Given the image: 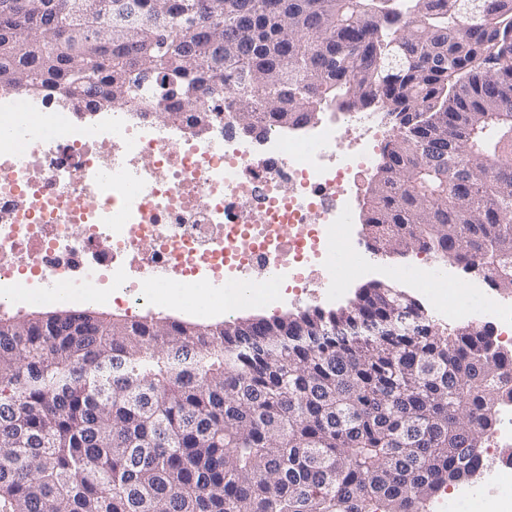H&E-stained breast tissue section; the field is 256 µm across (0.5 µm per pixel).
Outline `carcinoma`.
<instances>
[{"label": "carcinoma", "mask_w": 512, "mask_h": 512, "mask_svg": "<svg viewBox=\"0 0 512 512\" xmlns=\"http://www.w3.org/2000/svg\"><path fill=\"white\" fill-rule=\"evenodd\" d=\"M26 0L0 89L77 111L205 100L262 127L337 103L395 120L364 224L512 292V0ZM194 356L189 368L183 358ZM512 351L383 283L347 307L198 323L0 318V512H432L477 474Z\"/></svg>", "instance_id": "cac0c4a2"}]
</instances>
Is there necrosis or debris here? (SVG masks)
<instances>
[{"instance_id": "necrosis-or-debris-1", "label": "necrosis or debris", "mask_w": 512, "mask_h": 512, "mask_svg": "<svg viewBox=\"0 0 512 512\" xmlns=\"http://www.w3.org/2000/svg\"><path fill=\"white\" fill-rule=\"evenodd\" d=\"M224 118L206 134L136 107L75 124L48 92L0 94V294L22 306L45 282L78 287L89 270L99 301L135 305L179 298L201 319L246 304L286 305L309 288L335 298L338 264L366 270L354 237L362 185L389 132L375 112L269 131L261 145ZM349 137H342V130ZM431 288L443 318L484 316L512 332V303L474 309L440 268H395ZM482 458L489 494L512 500V400L495 408Z\"/></svg>"}]
</instances>
